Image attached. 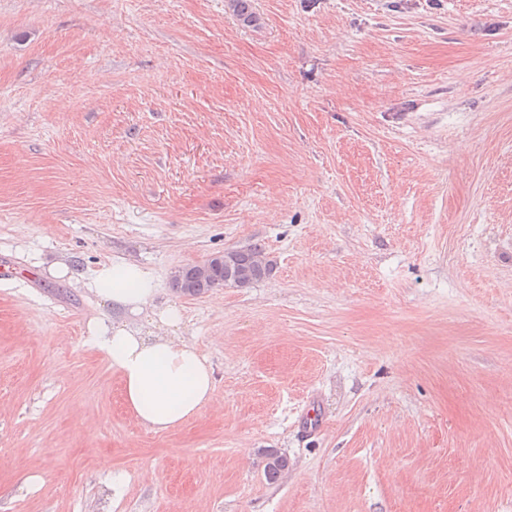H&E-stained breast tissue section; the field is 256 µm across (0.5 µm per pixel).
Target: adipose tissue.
<instances>
[{
  "label": "adipose tissue",
  "mask_w": 512,
  "mask_h": 512,
  "mask_svg": "<svg viewBox=\"0 0 512 512\" xmlns=\"http://www.w3.org/2000/svg\"><path fill=\"white\" fill-rule=\"evenodd\" d=\"M88 288L111 311L89 324L90 339L118 371L125 406L137 422L169 432L213 402L211 366L180 336L181 309L158 301L159 290L141 265L131 260L101 265Z\"/></svg>",
  "instance_id": "ef3b65f1"
}]
</instances>
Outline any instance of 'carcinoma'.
I'll return each instance as SVG.
<instances>
[{
  "mask_svg": "<svg viewBox=\"0 0 512 512\" xmlns=\"http://www.w3.org/2000/svg\"><path fill=\"white\" fill-rule=\"evenodd\" d=\"M230 8L245 25L256 21L250 0H229ZM263 248L260 244H254L246 248L227 250L223 254L212 257L206 261L208 271L200 273L199 265L189 264L180 267L171 278L172 289L182 295L197 297L216 287L239 288L236 273L241 270L250 272L248 285L252 286L269 276L270 267L260 259ZM265 457L269 461L264 465V474L270 481H275L279 475L288 469V457L269 450Z\"/></svg>",
  "mask_w": 512,
  "mask_h": 512,
  "instance_id": "carcinoma-1",
  "label": "carcinoma"
}]
</instances>
